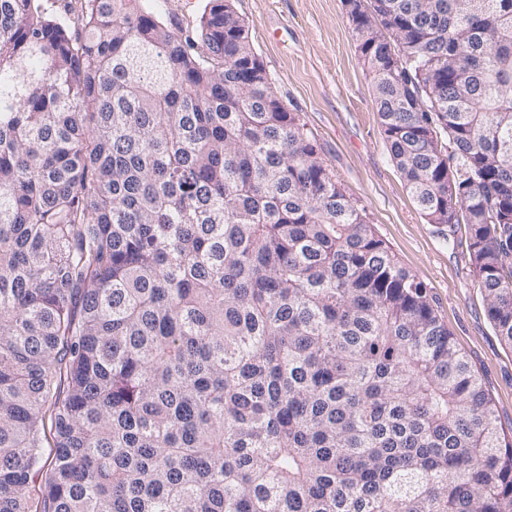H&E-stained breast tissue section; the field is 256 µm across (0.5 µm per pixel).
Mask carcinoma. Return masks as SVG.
I'll use <instances>...</instances> for the list:
<instances>
[{"label": "carcinoma", "instance_id": "obj_1", "mask_svg": "<svg viewBox=\"0 0 512 512\" xmlns=\"http://www.w3.org/2000/svg\"><path fill=\"white\" fill-rule=\"evenodd\" d=\"M367 2L390 159L512 348V0ZM253 50L232 0H0V512H512V436ZM159 1V0H153ZM152 1L154 5L155 2ZM161 5L155 6V12L171 26L181 29H194L199 23L207 0H160Z\"/></svg>", "mask_w": 512, "mask_h": 512}]
</instances>
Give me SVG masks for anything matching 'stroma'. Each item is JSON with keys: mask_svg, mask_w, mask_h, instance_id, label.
Masks as SVG:
<instances>
[{"mask_svg": "<svg viewBox=\"0 0 512 512\" xmlns=\"http://www.w3.org/2000/svg\"><path fill=\"white\" fill-rule=\"evenodd\" d=\"M273 85L322 157L433 305L512 436V349L495 335L469 271L464 233L426 223L386 149L342 0H233Z\"/></svg>", "mask_w": 512, "mask_h": 512, "instance_id": "35a3bbf8", "label": "stroma"}]
</instances>
